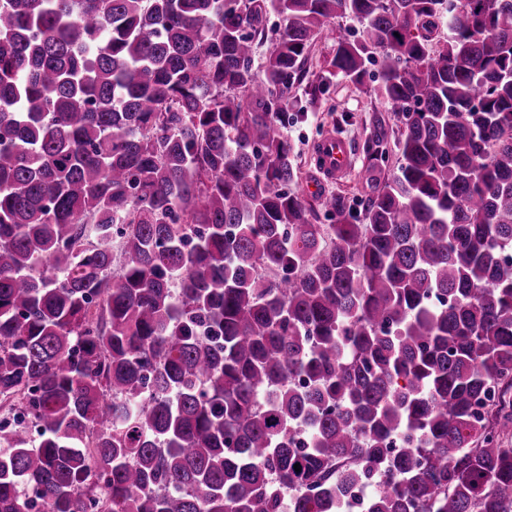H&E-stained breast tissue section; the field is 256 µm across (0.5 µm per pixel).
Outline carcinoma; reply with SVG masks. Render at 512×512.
<instances>
[{
	"instance_id": "carcinoma-1",
	"label": "carcinoma",
	"mask_w": 512,
	"mask_h": 512,
	"mask_svg": "<svg viewBox=\"0 0 512 512\" xmlns=\"http://www.w3.org/2000/svg\"><path fill=\"white\" fill-rule=\"evenodd\" d=\"M508 251L512 0H0V512H512ZM330 28L332 29L331 31L316 39L315 45L312 48L309 61L310 75L319 73L320 68L324 65V61L331 57L333 49L336 47V42L340 38L353 39L358 33L360 26L356 21L344 19L335 20L330 25ZM294 112L295 110L288 109L287 134L301 178L292 188L309 198L313 194L311 191L315 187L309 190L308 186L317 182L319 176L313 152L318 171L323 176L320 184L342 178L351 167L352 144V170L342 182L326 183L321 188L322 193L326 194H341L350 199L361 197L368 190L360 178L366 126L374 113H381L386 118L389 129L392 127L396 130L397 121L392 106L358 89L349 80L336 77L332 79L326 93L310 105L304 117L296 118ZM330 131L338 132L342 136ZM321 137L323 138L314 146Z\"/></svg>"
}]
</instances>
